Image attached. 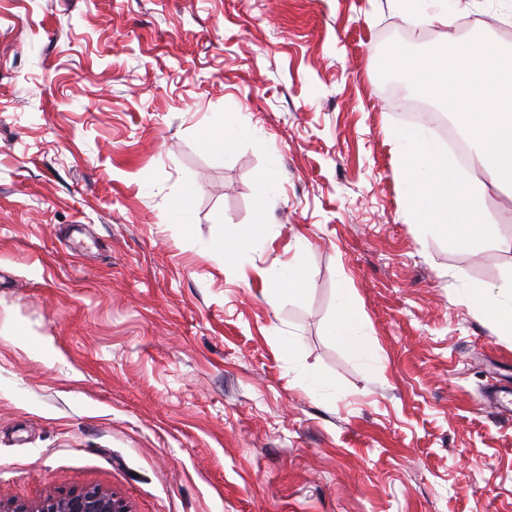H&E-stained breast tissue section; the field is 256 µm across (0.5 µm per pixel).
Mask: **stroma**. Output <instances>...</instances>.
Wrapping results in <instances>:
<instances>
[{
    "label": "stroma",
    "instance_id": "obj_1",
    "mask_svg": "<svg viewBox=\"0 0 512 512\" xmlns=\"http://www.w3.org/2000/svg\"><path fill=\"white\" fill-rule=\"evenodd\" d=\"M450 6L512 46V0ZM440 34L393 0H0V500L512 512V420L478 403L512 393V335L467 295L512 297V186L494 242L423 232L379 73ZM344 286L375 361L326 334ZM258 226L256 224L241 225L231 236L224 238L216 248L224 251L225 259H230L241 248L254 245L258 239ZM260 275L273 283V290L278 297L295 295L303 289L301 274L294 265L288 264V267L278 268L270 273L260 272Z\"/></svg>",
    "mask_w": 512,
    "mask_h": 512
}]
</instances>
